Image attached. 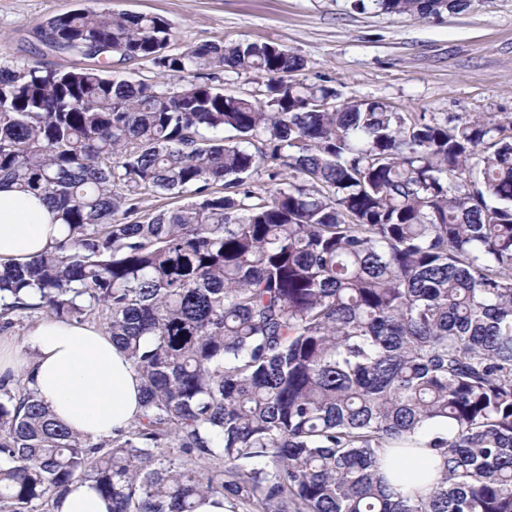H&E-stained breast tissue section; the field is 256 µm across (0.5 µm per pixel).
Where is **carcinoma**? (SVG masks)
I'll return each mask as SVG.
<instances>
[{"label":"carcinoma","mask_w":512,"mask_h":512,"mask_svg":"<svg viewBox=\"0 0 512 512\" xmlns=\"http://www.w3.org/2000/svg\"><path fill=\"white\" fill-rule=\"evenodd\" d=\"M37 37L94 64L0 67V183L63 227L0 263V319L99 324L143 412L94 443L0 379V512L87 482L107 512H512V118L321 109L336 89L285 46L173 53L158 15L76 9ZM138 59L162 81L113 68ZM227 68L264 97L213 86ZM161 193L182 203L141 213ZM419 435L438 482L397 493L383 460Z\"/></svg>","instance_id":"cac0c4a2"}]
</instances>
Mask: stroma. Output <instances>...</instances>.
<instances>
[{
  "instance_id": "obj_1",
  "label": "stroma",
  "mask_w": 512,
  "mask_h": 512,
  "mask_svg": "<svg viewBox=\"0 0 512 512\" xmlns=\"http://www.w3.org/2000/svg\"><path fill=\"white\" fill-rule=\"evenodd\" d=\"M355 0H0V65L35 61L53 69L78 57L42 54L35 31L78 8L147 12L173 27L171 48L218 39L280 44L303 58L301 78L340 99H370L402 112L512 117V0H470L427 19Z\"/></svg>"
}]
</instances>
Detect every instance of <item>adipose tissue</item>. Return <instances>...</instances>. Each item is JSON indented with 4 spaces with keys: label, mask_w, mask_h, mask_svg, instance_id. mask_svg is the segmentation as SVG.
<instances>
[{
    "label": "adipose tissue",
    "mask_w": 512,
    "mask_h": 512,
    "mask_svg": "<svg viewBox=\"0 0 512 512\" xmlns=\"http://www.w3.org/2000/svg\"><path fill=\"white\" fill-rule=\"evenodd\" d=\"M61 234L45 200L0 185V262L42 254ZM24 368L39 397L75 431L103 437L125 429L140 412L139 379L102 329L54 320L31 330L24 347L0 346V374ZM431 449L395 452L382 472L398 491L428 489L438 476Z\"/></svg>",
    "instance_id": "adipose-tissue-1"
}]
</instances>
